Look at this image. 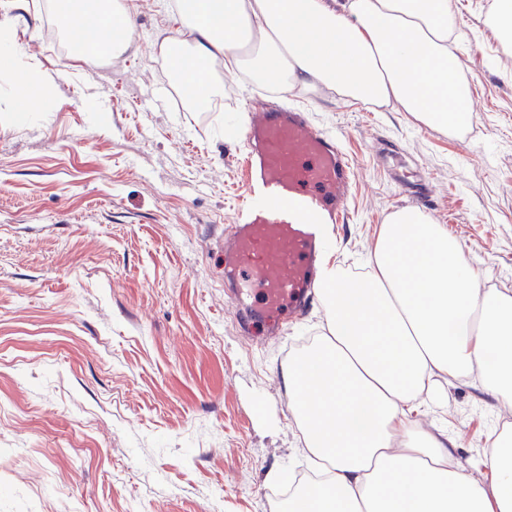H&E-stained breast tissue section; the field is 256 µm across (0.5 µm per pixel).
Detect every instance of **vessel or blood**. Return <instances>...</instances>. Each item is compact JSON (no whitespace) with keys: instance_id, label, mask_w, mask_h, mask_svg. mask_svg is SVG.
I'll return each mask as SVG.
<instances>
[{"instance_id":"vessel-or-blood-1","label":"vessel or blood","mask_w":512,"mask_h":512,"mask_svg":"<svg viewBox=\"0 0 512 512\" xmlns=\"http://www.w3.org/2000/svg\"><path fill=\"white\" fill-rule=\"evenodd\" d=\"M246 182L224 237V281L248 324L287 335L321 287L354 170L338 139L298 107L245 112Z\"/></svg>"}]
</instances>
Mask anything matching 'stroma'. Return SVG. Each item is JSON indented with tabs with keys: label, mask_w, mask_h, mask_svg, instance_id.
Returning a JSON list of instances; mask_svg holds the SVG:
<instances>
[{
	"label": "stroma",
	"mask_w": 512,
	"mask_h": 512,
	"mask_svg": "<svg viewBox=\"0 0 512 512\" xmlns=\"http://www.w3.org/2000/svg\"><path fill=\"white\" fill-rule=\"evenodd\" d=\"M50 4L0 0L19 38L0 69V512H280L277 488L311 469L281 373L320 334L323 308L285 339L247 342L219 260L245 179L238 110L273 96L227 76L218 111L144 109L151 86L180 93L161 61V37L183 29L169 0H127L132 44L107 68L46 44ZM492 11L458 0L463 128L287 95L354 167L331 253L347 271L414 205L459 240L480 289L512 294V42ZM30 72L45 87L38 112L15 94ZM383 139L424 171L422 202L392 182ZM511 407L452 380L414 417L447 431L454 463L486 484Z\"/></svg>",
	"instance_id": "obj_1"
}]
</instances>
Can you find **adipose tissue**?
<instances>
[{"label": "adipose tissue", "mask_w": 512, "mask_h": 512, "mask_svg": "<svg viewBox=\"0 0 512 512\" xmlns=\"http://www.w3.org/2000/svg\"><path fill=\"white\" fill-rule=\"evenodd\" d=\"M178 13L192 39L174 67L200 105L222 93L206 75L220 59L277 95L392 101L429 126L471 110L448 47L460 38L454 0H178ZM323 277L327 332L282 378L326 478L297 487L288 512H512V436L493 434L487 486L450 464L447 432L411 417L437 371L512 400V296L480 291L447 228L410 208L380 227L365 279L333 263Z\"/></svg>", "instance_id": "adipose-tissue-1"}]
</instances>
